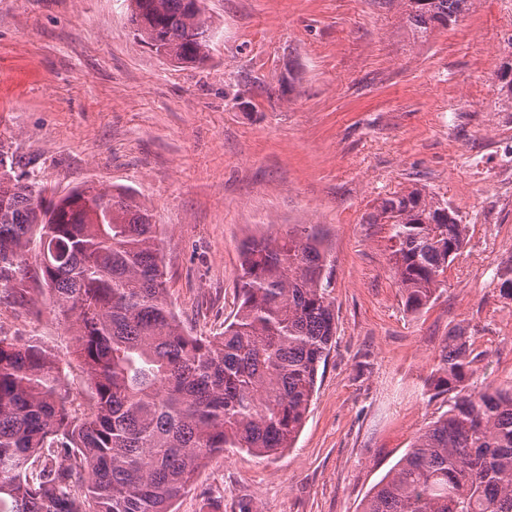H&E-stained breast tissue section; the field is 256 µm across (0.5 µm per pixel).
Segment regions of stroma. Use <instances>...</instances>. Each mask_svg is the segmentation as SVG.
I'll return each mask as SVG.
<instances>
[{
	"label": "stroma",
	"instance_id": "stroma-1",
	"mask_svg": "<svg viewBox=\"0 0 512 512\" xmlns=\"http://www.w3.org/2000/svg\"><path fill=\"white\" fill-rule=\"evenodd\" d=\"M199 66L158 56L124 0H0V148L57 195L126 189L159 224L168 295L214 336L239 306L244 240L293 224L328 231L336 336L293 447L232 451L202 468L176 512H361L414 436L448 408L425 388L446 340L467 336L480 380L512 384V199L470 174L512 134L495 79L512 60V0H473L414 35L397 0H204ZM417 186L453 207L466 244L435 300L407 310L390 228L368 216ZM0 334L58 354L48 293L0 292Z\"/></svg>",
	"mask_w": 512,
	"mask_h": 512
}]
</instances>
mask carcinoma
Here are the masks:
<instances>
[{"instance_id": "cac0c4a2", "label": "carcinoma", "mask_w": 512, "mask_h": 512, "mask_svg": "<svg viewBox=\"0 0 512 512\" xmlns=\"http://www.w3.org/2000/svg\"><path fill=\"white\" fill-rule=\"evenodd\" d=\"M135 34L186 66L210 53L203 3L127 0ZM424 36L470 0H400ZM0 150V288L46 290L69 322L87 397L56 354L0 336V512H173L198 470L230 448L293 445L336 335L333 260L319 224L240 248L241 304L224 332L190 335L170 307L157 225L123 190L46 198ZM391 272L406 309L426 308L467 225L419 187L382 199ZM36 252L30 267L26 254ZM467 337L428 379L448 395L367 496L362 512H512V385H474Z\"/></svg>"}]
</instances>
